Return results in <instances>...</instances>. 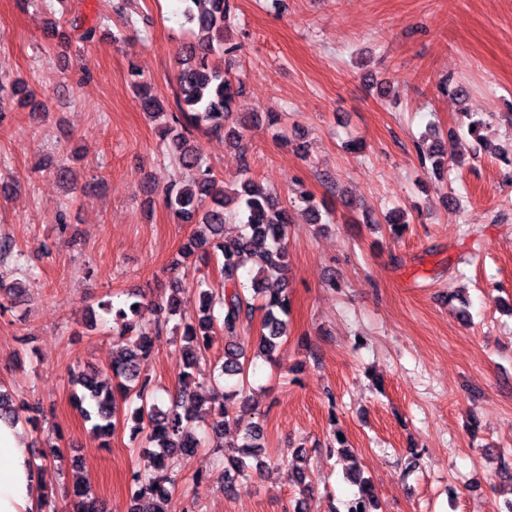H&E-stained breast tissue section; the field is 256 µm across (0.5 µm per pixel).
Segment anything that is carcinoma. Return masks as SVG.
<instances>
[{"label": "carcinoma", "mask_w": 512, "mask_h": 512, "mask_svg": "<svg viewBox=\"0 0 512 512\" xmlns=\"http://www.w3.org/2000/svg\"><path fill=\"white\" fill-rule=\"evenodd\" d=\"M186 22L208 34L207 40L196 46L182 48L177 74L175 110H166L164 101L152 91L151 83L136 84L142 112L150 118L165 116L163 136L170 139L178 164L196 170L187 184L174 183L165 203L183 223L201 227L183 247L186 256L196 255L204 262L220 266L221 282H203L199 289L198 308L192 315L182 310L181 289L174 286L155 309L161 314L157 328L176 320L174 330L180 333L182 351L188 371L181 387L169 404L158 398L150 388V379L141 374V364L150 354L151 337L137 330L135 317L142 302L135 300L114 308L112 302L100 303L103 314L112 317L125 341L119 355L112 360V379H98L97 374L81 370L72 374L73 401L84 419L91 423L93 433L105 440L115 431L118 402H134L129 415L132 439L146 434L142 446L144 466L131 475L129 492L133 512H169L177 482V465L192 456L200 447L196 415L201 403L196 390V378L189 369L199 356L210 349L214 336L224 334V360L214 367L213 392L209 395V413L214 415L212 430L224 426L235 411L239 394L236 387L246 376V350L234 338L249 327L255 311L263 312L257 353L272 358L282 339L288 336L289 299L284 290H271L267 285L283 277L288 267V209L274 193L258 182L243 177L229 189L218 184L212 170L200 162L197 147L188 137L192 127L203 126L215 135H224L229 144L238 147L244 137L247 121L233 118L235 97L241 92L240 82L224 68L222 59L233 56L241 44L226 38L230 29L229 0H184ZM70 27L82 42L97 38L94 26H84L79 16L69 19ZM11 94L22 107L32 112L42 111V103L23 81L12 83ZM242 215V230L231 240L224 239V222L229 216ZM251 264L254 276L251 284L240 279L239 271ZM6 388L0 386V420L19 421V411ZM264 431L261 424L251 426L241 437L239 455L229 458L224 467V485L230 494L242 482L249 480L252 465L259 460ZM350 481L359 491L347 502L346 512H379L368 479L354 470ZM71 512H101L99 501L85 482L74 486L70 501Z\"/></svg>", "instance_id": "carcinoma-1"}]
</instances>
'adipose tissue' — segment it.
Instances as JSON below:
<instances>
[{
    "mask_svg": "<svg viewBox=\"0 0 512 512\" xmlns=\"http://www.w3.org/2000/svg\"><path fill=\"white\" fill-rule=\"evenodd\" d=\"M39 477L19 425L0 421V512H34Z\"/></svg>",
    "mask_w": 512,
    "mask_h": 512,
    "instance_id": "adipose-tissue-1",
    "label": "adipose tissue"
}]
</instances>
